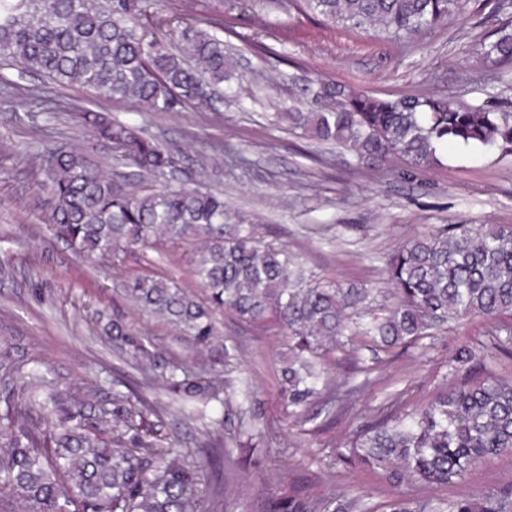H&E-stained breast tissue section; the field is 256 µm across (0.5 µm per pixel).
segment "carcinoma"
<instances>
[{"label": "carcinoma", "instance_id": "1", "mask_svg": "<svg viewBox=\"0 0 512 512\" xmlns=\"http://www.w3.org/2000/svg\"><path fill=\"white\" fill-rule=\"evenodd\" d=\"M284 13L292 6L322 22L371 40L405 46L474 4L489 0H257ZM152 0H0V64L19 65L55 87L81 85L101 101L132 100L155 112L224 102L233 57L224 51V19L198 15L193 23L162 32ZM476 58L512 64V31L475 45ZM309 110L278 112L309 139L332 143L361 163L381 166L399 157L415 170L439 163L438 151L454 140L512 156V112H494L435 96L384 98L347 84L319 80L305 86ZM90 128L112 160L154 178L180 166V154L146 138L132 124L87 109ZM54 186L51 230L76 257L108 263L164 240L201 242L193 276L204 300L166 279L128 281L126 296L148 315L178 326L202 349L220 335L217 312L235 311L258 327L273 325L286 351L279 367L281 396L295 417L307 418L331 369L327 356L369 343L384 351L417 346L450 322H490L474 347L450 365L461 382L402 417L385 416L342 447L364 468L401 483L443 486L463 481L477 465L512 457V379L490 369L472 375V351L482 365L512 360V224H444L405 241L384 272L399 302L367 312L369 289L323 283L306 274L288 251L259 240L224 203V195L182 182L144 194L128 192L87 155L49 147L43 154ZM102 334L131 357L157 365L156 349L119 316L103 320ZM511 321L502 322L500 318ZM155 380L188 402L219 399L215 383L176 362ZM26 400L0 391V512H207L198 496L195 461L179 459L157 443L147 399L123 392L96 403L91 391L54 384L35 372L19 375ZM208 465L224 477V440L209 435ZM356 500L332 492L320 500L290 497L273 512H355ZM383 512H512V489L483 499L421 498L402 492Z\"/></svg>", "mask_w": 512, "mask_h": 512}]
</instances>
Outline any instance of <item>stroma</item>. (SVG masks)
I'll return each instance as SVG.
<instances>
[{"label":"stroma","instance_id":"35a3bbf8","mask_svg":"<svg viewBox=\"0 0 512 512\" xmlns=\"http://www.w3.org/2000/svg\"><path fill=\"white\" fill-rule=\"evenodd\" d=\"M157 18L168 27L187 14H223L236 54L235 95L218 109L190 107L153 112L132 101L97 102L80 87L58 89L16 67L0 69V354L13 368H39L60 385L89 388L143 386L147 369L118 355L93 317L103 309L144 334L169 360L214 366L225 386L226 406L211 416L223 420L224 486L215 491L203 470L199 491L214 512H269L275 498L319 497L336 490L358 498L368 512H383L397 492L382 472L340 461L336 449L360 426L383 415H400L447 389L448 362L486 327L462 320L421 347L391 352L358 347L353 355L372 366L356 374L336 367V380L353 378L348 392L327 389L319 416L289 418L277 379L282 338L218 313L221 337L212 350L196 352L191 339L159 318L139 313L121 294L132 274L163 276L192 292V245L167 244L125 257L122 274L78 259L53 237L49 215L52 184L40 156L62 145L84 151L131 189L152 182L114 165L107 149L81 126L83 108H97L179 149L197 185L220 191L246 222L259 225L266 241L283 245L322 281L370 289L374 305L395 297L381 271L382 259L424 228L439 224H512V157L451 142L443 164L411 174L398 159L375 168L346 152L318 146L275 112L302 107L304 81L323 79L362 88L380 97L444 95L498 112H512V75L496 81V68L476 60L482 38L512 23V8L462 14L403 47L370 42L317 18L276 10L229 7L227 0H159ZM235 350L222 364L225 344ZM160 410L151 421L163 445L197 448L205 424L178 402L149 393ZM288 441L280 453L277 439ZM512 486V458L474 468L459 487L412 486L417 496L480 498Z\"/></svg>","mask_w":512,"mask_h":512}]
</instances>
